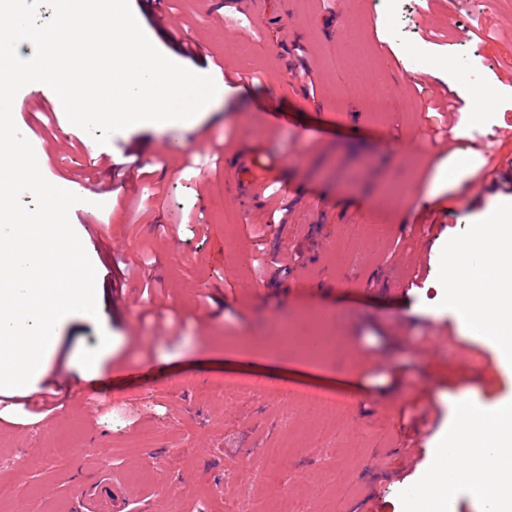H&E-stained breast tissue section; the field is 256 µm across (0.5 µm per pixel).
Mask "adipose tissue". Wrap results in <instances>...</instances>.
Here are the masks:
<instances>
[{
	"label": "adipose tissue",
	"mask_w": 512,
	"mask_h": 512,
	"mask_svg": "<svg viewBox=\"0 0 512 512\" xmlns=\"http://www.w3.org/2000/svg\"><path fill=\"white\" fill-rule=\"evenodd\" d=\"M482 251L486 265L474 269L472 252ZM448 301L460 314L465 329L496 338L512 359V224L475 226L448 251ZM496 416L461 412L454 435L444 450L445 465L425 485L420 512H448L455 479L470 470L475 457L512 456V432Z\"/></svg>",
	"instance_id": "adipose-tissue-1"
}]
</instances>
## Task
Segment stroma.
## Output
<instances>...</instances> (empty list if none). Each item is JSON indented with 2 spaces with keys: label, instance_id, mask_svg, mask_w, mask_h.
<instances>
[{
  "label": "stroma",
  "instance_id": "obj_1",
  "mask_svg": "<svg viewBox=\"0 0 512 512\" xmlns=\"http://www.w3.org/2000/svg\"><path fill=\"white\" fill-rule=\"evenodd\" d=\"M167 5L161 24L152 0H130L162 53L219 85L191 120L116 132L91 166L61 101L31 84L16 95L43 176L91 184L69 219L102 306L56 325L30 405L0 401V482L18 490L0 512H71L104 471L136 490L122 512H146L176 478L189 493L167 512H225L229 469L238 512H278L288 497L310 512H406L460 403L481 414L512 402V372L495 343L460 333L442 274L456 239L512 217V0H495L494 28L471 0H399L393 21L377 0H262L257 19L237 0ZM432 62L455 92L425 75ZM301 65L312 79L289 77ZM228 70L246 86L225 87ZM475 86L492 97L478 114L463 96ZM478 119L493 135L481 149ZM243 153L261 199L249 216L226 193ZM268 222L254 244L248 226ZM316 284L337 296L319 301ZM285 333L338 348L324 362L289 348L271 381L294 397L224 399L217 382L257 377ZM142 361L156 373L135 371ZM308 389L349 405L308 412ZM270 460L280 479L268 485L255 469Z\"/></svg>",
  "mask_w": 512,
  "mask_h": 512
}]
</instances>
